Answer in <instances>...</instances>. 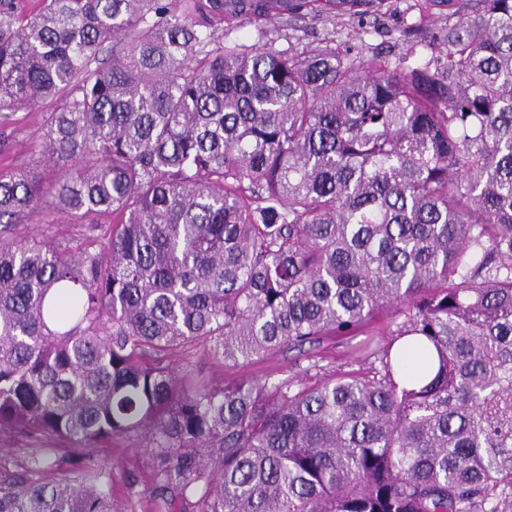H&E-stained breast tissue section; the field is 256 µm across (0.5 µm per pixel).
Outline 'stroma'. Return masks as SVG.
Masks as SVG:
<instances>
[{
    "label": "stroma",
    "instance_id": "stroma-1",
    "mask_svg": "<svg viewBox=\"0 0 512 512\" xmlns=\"http://www.w3.org/2000/svg\"><path fill=\"white\" fill-rule=\"evenodd\" d=\"M472 12L473 0H383L381 6L363 14L336 18L307 15L290 29L277 20L246 17L226 26L224 38L247 45H259L271 38L277 48L291 47L300 52L330 40L342 55L358 56L367 63L381 61L393 67L405 59L409 64L419 65L431 56L430 41L441 37L445 27ZM41 124V109L14 114L13 145L6 154H0V166L42 174L35 151ZM354 344V339L349 337L328 336L315 346L308 359L284 351L240 368H217L202 355L192 356L189 364L201 375L227 382L246 379L261 383L286 374L307 379L319 371L373 374L378 360H353L350 350ZM97 462L112 472V497L118 506L126 504L128 477H136L142 494H149L151 471L144 447L118 440L99 449Z\"/></svg>",
    "mask_w": 512,
    "mask_h": 512
}]
</instances>
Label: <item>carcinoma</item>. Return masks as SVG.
<instances>
[{
    "label": "carcinoma",
    "instance_id": "1",
    "mask_svg": "<svg viewBox=\"0 0 512 512\" xmlns=\"http://www.w3.org/2000/svg\"><path fill=\"white\" fill-rule=\"evenodd\" d=\"M370 2L0 0V151L38 106L49 171L0 169V436L32 438L0 512H122L116 438L148 449L151 512H512V0L393 70L218 33ZM56 215L80 251L23 235ZM325 336L380 371L174 366Z\"/></svg>",
    "mask_w": 512,
    "mask_h": 512
}]
</instances>
